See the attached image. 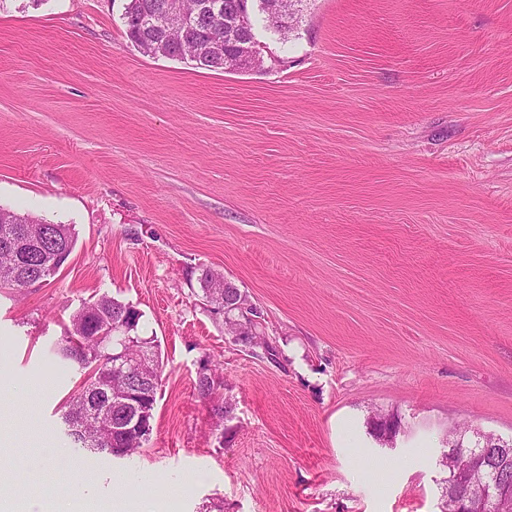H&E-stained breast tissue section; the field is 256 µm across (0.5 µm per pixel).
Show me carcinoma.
I'll use <instances>...</instances> for the list:
<instances>
[{
    "label": "carcinoma",
    "instance_id": "1",
    "mask_svg": "<svg viewBox=\"0 0 512 512\" xmlns=\"http://www.w3.org/2000/svg\"><path fill=\"white\" fill-rule=\"evenodd\" d=\"M198 0H128L122 15L127 38L145 55H162L164 58L188 62L199 69L222 71L224 65L209 61L203 57H183L177 48L167 43L161 49L150 48L147 39L153 36L137 26L134 15L141 5L148 4L154 8L178 5L191 7ZM223 5L220 13L208 17L204 25L196 28L190 36L197 40L224 37V23L229 5L235 0H216ZM40 219L30 214H21L10 209L0 208V239L16 235L25 224H38ZM76 239L73 228L66 224H52L45 237L35 245H29L16 256L0 252V270L9 273L11 265L17 266L15 286L23 288L43 280L48 271L58 272L54 260L58 253H72ZM127 304L103 295L79 309L71 319V327L66 329L56 345L55 354L62 361H69L86 374H94L93 385L98 393L88 405L82 397L73 395L64 405L61 416L66 426L67 435L75 447L86 448L94 452H106L121 458L142 447L150 431H141L135 426L143 410H154L157 394L161 386L162 359L159 345L153 336L138 334V325L142 314L138 310H129L132 335L122 345L111 336H102L103 327L112 324L116 317L123 315ZM125 349L129 355L138 357L142 354L152 358V369L143 380L136 375L125 376L113 370L112 353ZM208 377L196 378L194 389L202 400H210L222 386L220 376L213 360L204 361ZM477 473L489 479L498 476L501 480L512 479V461L506 469L493 472L483 463V456H475Z\"/></svg>",
    "mask_w": 512,
    "mask_h": 512
}]
</instances>
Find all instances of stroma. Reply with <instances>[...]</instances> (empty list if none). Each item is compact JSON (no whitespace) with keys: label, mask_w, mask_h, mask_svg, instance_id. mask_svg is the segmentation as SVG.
I'll use <instances>...</instances> for the list:
<instances>
[{"label":"stroma","mask_w":512,"mask_h":512,"mask_svg":"<svg viewBox=\"0 0 512 512\" xmlns=\"http://www.w3.org/2000/svg\"><path fill=\"white\" fill-rule=\"evenodd\" d=\"M125 4L0 0V207L76 234L53 277L0 288L11 505L68 454L89 512H441L449 429L512 441V0H303L285 35L255 15L248 72L143 55ZM205 268L276 358L225 334ZM102 295L164 362L124 458L61 420L84 374L54 347ZM207 275H208V270H203V272L201 273L200 278H199L200 287H201L204 297L207 294V289L212 288L211 293H214V292H217V290L215 288H222L223 289L222 296L219 299H214L209 296L211 298V303H213L214 301L221 300L223 302L226 301L228 306L233 305L234 304L233 296L237 292H241L239 290V288H237V287L230 288L232 283L230 281H228L227 278H225V277L223 278L221 276H216V275L209 276V288H204L205 282L207 279ZM224 288H225V290H224ZM205 359L207 360L203 361L202 363L207 365L210 378H200L197 375L194 389L200 399L211 400L217 389L222 386V382L220 381V376L217 372V365L213 364V360L210 358L207 357Z\"/></svg>","instance_id":"1"}]
</instances>
